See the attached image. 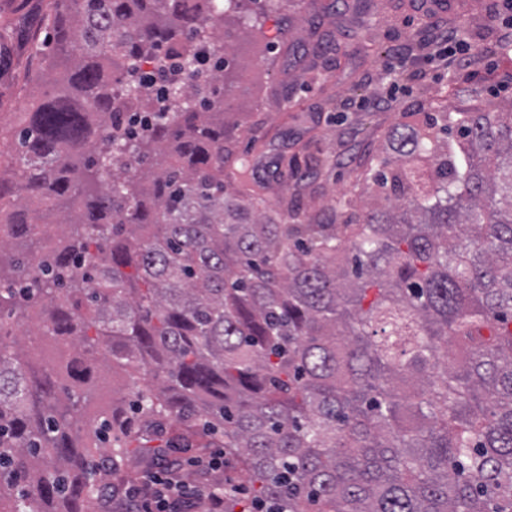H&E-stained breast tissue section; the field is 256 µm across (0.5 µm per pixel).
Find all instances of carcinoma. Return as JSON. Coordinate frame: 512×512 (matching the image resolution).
Segmentation results:
<instances>
[{
  "instance_id": "cac0c4a2",
  "label": "carcinoma",
  "mask_w": 512,
  "mask_h": 512,
  "mask_svg": "<svg viewBox=\"0 0 512 512\" xmlns=\"http://www.w3.org/2000/svg\"><path fill=\"white\" fill-rule=\"evenodd\" d=\"M274 2L53 0L57 94L0 127V512H85L215 435L254 510L512 512V104L393 130L373 206L301 219L224 125V20ZM101 344L141 424L79 434Z\"/></svg>"
}]
</instances>
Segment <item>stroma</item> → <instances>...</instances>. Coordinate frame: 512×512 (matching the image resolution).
<instances>
[{
  "label": "stroma",
  "instance_id": "obj_1",
  "mask_svg": "<svg viewBox=\"0 0 512 512\" xmlns=\"http://www.w3.org/2000/svg\"><path fill=\"white\" fill-rule=\"evenodd\" d=\"M420 0H285L263 26L226 21L233 31L239 79L226 122L260 123L256 147L240 142L256 164L294 157L297 143L320 138L322 165L308 182L322 202L342 197L359 207L369 193L354 183L364 153L388 144L393 128L419 126L434 105L452 112L495 110L512 101V33L491 14V0H447L435 14ZM11 30L0 36V125H13L43 93L33 45L47 41L48 10L40 0H0ZM466 23L470 44L464 74L422 60L440 28ZM383 108H375V101Z\"/></svg>",
  "mask_w": 512,
  "mask_h": 512
}]
</instances>
